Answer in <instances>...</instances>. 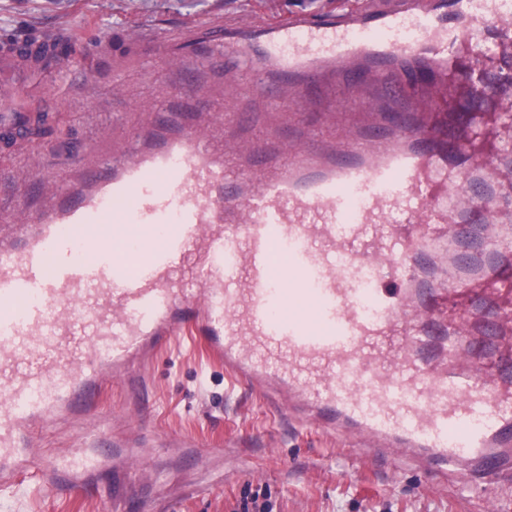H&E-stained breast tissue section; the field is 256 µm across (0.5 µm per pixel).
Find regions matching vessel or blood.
I'll use <instances>...</instances> for the list:
<instances>
[{
	"instance_id": "obj_1",
	"label": "vessel or blood",
	"mask_w": 512,
	"mask_h": 512,
	"mask_svg": "<svg viewBox=\"0 0 512 512\" xmlns=\"http://www.w3.org/2000/svg\"><path fill=\"white\" fill-rule=\"evenodd\" d=\"M512 28L506 0H389L297 13L279 24L212 25L256 78L285 82L291 105L359 77L369 119L340 139L301 134L253 144L229 166L207 134L161 119L150 143L53 193L43 214L0 211V489L35 479L66 495L143 457L147 436L113 432L109 456L85 444L46 456L36 426L93 424L101 389L131 390L163 348L190 334L235 384L324 432L358 435L425 468L474 476L512 470V356L493 350L482 293L512 334V227L498 217L512 151L467 155L512 85L476 68L472 112L432 124L458 48ZM44 37L0 40V70L58 51ZM239 81L217 123L240 125ZM483 185L480 195L468 192ZM453 226L450 239L436 225ZM195 287L182 288L183 279ZM178 454L222 458L173 435Z\"/></svg>"
}]
</instances>
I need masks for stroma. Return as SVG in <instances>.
Masks as SVG:
<instances>
[{
    "label": "stroma",
    "instance_id": "stroma-1",
    "mask_svg": "<svg viewBox=\"0 0 512 512\" xmlns=\"http://www.w3.org/2000/svg\"><path fill=\"white\" fill-rule=\"evenodd\" d=\"M344 0H0V36L67 41L69 60L50 74L10 73L20 85L14 109L43 112L42 132L0 166V205L25 207L45 184L66 186L102 156L126 149L164 112L213 115L224 109V59L207 39L156 41V34L216 18L241 26L277 23L298 11L322 13ZM299 118L271 112L263 133L309 125L326 140L360 124V112L316 96ZM152 434H190L224 445V472L199 491L194 458L165 469L157 449L149 477L102 472L79 497L26 487L0 492V512H237L259 497L271 512H512V480L495 485L460 474L434 480L405 458L375 454L356 441L289 422L246 387H229L223 366L181 341L157 354L140 404Z\"/></svg>",
    "mask_w": 512,
    "mask_h": 512
}]
</instances>
